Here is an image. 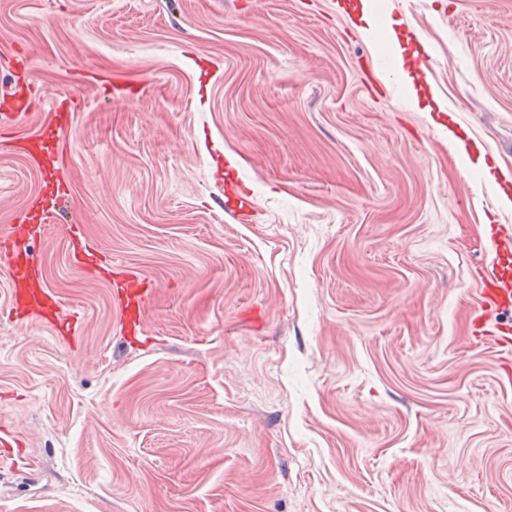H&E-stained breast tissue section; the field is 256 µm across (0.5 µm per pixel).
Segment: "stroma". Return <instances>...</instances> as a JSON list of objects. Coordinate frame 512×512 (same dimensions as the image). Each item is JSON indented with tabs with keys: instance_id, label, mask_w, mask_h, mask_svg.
<instances>
[{
	"instance_id": "35a3bbf8",
	"label": "stroma",
	"mask_w": 512,
	"mask_h": 512,
	"mask_svg": "<svg viewBox=\"0 0 512 512\" xmlns=\"http://www.w3.org/2000/svg\"><path fill=\"white\" fill-rule=\"evenodd\" d=\"M386 22L399 50L339 0H0V89L80 104L64 205L28 241L76 345L18 324L0 274L22 442L0 512H512V376L469 342L512 219V0H394ZM43 115L0 137V225L44 195L17 148ZM125 267L155 290L135 332Z\"/></svg>"
}]
</instances>
